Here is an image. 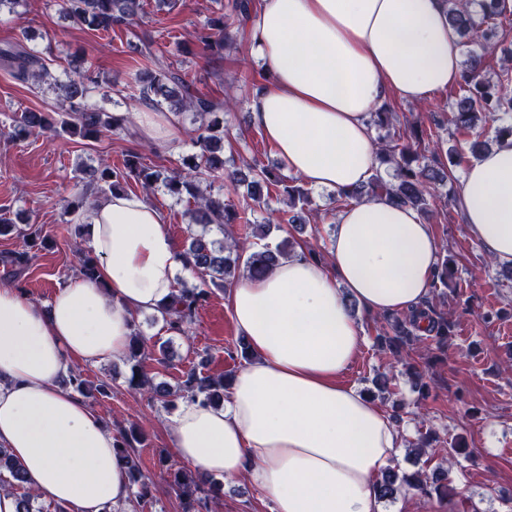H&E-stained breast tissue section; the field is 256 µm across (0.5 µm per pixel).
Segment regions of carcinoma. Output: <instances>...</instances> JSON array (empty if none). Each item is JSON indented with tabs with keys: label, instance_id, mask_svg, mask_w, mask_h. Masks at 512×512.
I'll return each instance as SVG.
<instances>
[{
	"label": "carcinoma",
	"instance_id": "obj_1",
	"mask_svg": "<svg viewBox=\"0 0 512 512\" xmlns=\"http://www.w3.org/2000/svg\"><path fill=\"white\" fill-rule=\"evenodd\" d=\"M448 22L462 38L469 39L473 46L482 50L478 54L468 51L463 64L458 98L452 105L453 123L459 133L473 137L470 142L472 155H479L485 148L480 140L486 125L495 123L502 115L512 114V52L504 51L501 70L497 80L487 77L484 55L494 52L488 45L489 33L499 28L503 19L512 15L506 0H481L479 9L471 8L469 0H447ZM61 7L73 23L91 31L109 32L114 27L132 26L143 17L144 0H62ZM251 13L250 0H233L230 13L212 14L197 28L195 39L202 49L212 57L224 56V49L232 43L231 28L245 26ZM129 45L143 58V64L130 74L133 96L139 102L160 111L167 110L175 116L190 113L195 124V144L198 151L182 157L173 168L158 169L141 164L139 156L132 153L121 168L105 166L92 171L86 189L102 193L128 192L131 182L149 189L159 184L167 193L179 201L185 200L193 207L187 210L190 223L203 228V232L192 235L184 252L193 259L196 272L204 281L215 286H230L238 270L251 277L269 273L288 256V242L271 246L265 242V232L258 224L242 225V232L234 235L224 232V240L210 239L204 229L212 224L226 228L237 223L241 216L234 206L224 202L220 191L224 183L244 188V200L253 205L262 204L264 189L282 186L287 194L288 206H300V212L287 220L296 232L307 228L303 213L312 211L310 192L295 179L283 175L278 166H265L258 162L247 163L239 169L228 168V160L222 153L224 141V112L231 108L227 98L217 101L192 92L184 75L167 61L164 54L155 48L151 35L133 34ZM0 66L9 70L20 83H44L54 90L65 104L69 119L58 120L51 112L26 111L16 120L14 135L51 133L61 130L84 140L94 141L106 132L122 128L125 118L104 112L90 102L92 94L101 88L103 77L98 67L75 56L67 61L68 79L56 78L48 67L47 60L26 49L23 42L8 43L0 48ZM449 121L435 120L437 131L447 130ZM378 155L384 169H376L370 182L350 193H340L333 202L357 200L364 196H385L388 200L416 209L421 214L432 211L438 198L436 187L448 183L450 171L440 161L438 150L428 151L422 132L413 128L403 139L379 138ZM16 234L23 237L25 249L6 257V262L20 270L28 263V249L45 244L38 229H22L6 218L0 217V236ZM455 264L448 257L439 265L435 283L443 288L455 287ZM209 299L203 288L182 287L173 296L168 308L163 311L167 330L183 333L193 322L199 308ZM384 324L376 336L378 347L390 352L396 360L403 359L405 348L415 342L430 341L441 348L448 344L451 325L448 319L437 313L430 304L404 315L383 316ZM143 340L141 333L133 334L126 360L129 373L126 382L133 389L150 388V393L173 405L171 392L165 385H152L147 369L141 359ZM66 384L76 392L87 395L90 389L100 394L110 391V384L100 382L93 386L79 372H72ZM180 398L200 397L205 401L224 398V377L204 376L191 369L185 373L176 393ZM142 442L136 427L124 431L116 441L115 454L126 468L129 486L134 497L140 501L154 498L151 485L141 481V472L133 448ZM9 473L10 479L0 478V489L11 491L24 485V476L19 467L11 462L6 451L0 448V471ZM206 480L189 469H176L168 473L165 490L175 493L187 501L185 512H208V504L220 499L221 488L217 485L204 489ZM415 491L423 498L433 494L448 497L453 493L448 472L439 471L427 478L419 471H386L377 484L379 497L393 501L403 491Z\"/></svg>",
	"mask_w": 512,
	"mask_h": 512
}]
</instances>
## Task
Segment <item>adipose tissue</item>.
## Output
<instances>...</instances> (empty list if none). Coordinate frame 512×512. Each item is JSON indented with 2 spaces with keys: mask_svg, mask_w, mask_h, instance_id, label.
<instances>
[{
  "mask_svg": "<svg viewBox=\"0 0 512 512\" xmlns=\"http://www.w3.org/2000/svg\"><path fill=\"white\" fill-rule=\"evenodd\" d=\"M251 57L271 76L250 100L285 172L350 191L378 165L370 114L388 97L421 104L457 85L463 51L445 0H258ZM457 207L484 252L512 266V140L461 175ZM165 214L136 193L97 200L78 225L97 260L48 305L0 286V447L38 498L70 512L120 508L131 490L116 438L63 380L73 363L123 357L133 321L171 303L192 263ZM440 242L413 208L384 197L336 216L329 260L294 253L242 277L224 305L253 356L212 405L183 399L167 418L175 453L204 473L246 477L273 512H382L376 483L402 428L344 384L360 354L357 304L374 316L429 298Z\"/></svg>",
  "mask_w": 512,
  "mask_h": 512,
  "instance_id": "ef3b65f1",
  "label": "adipose tissue"
}]
</instances>
